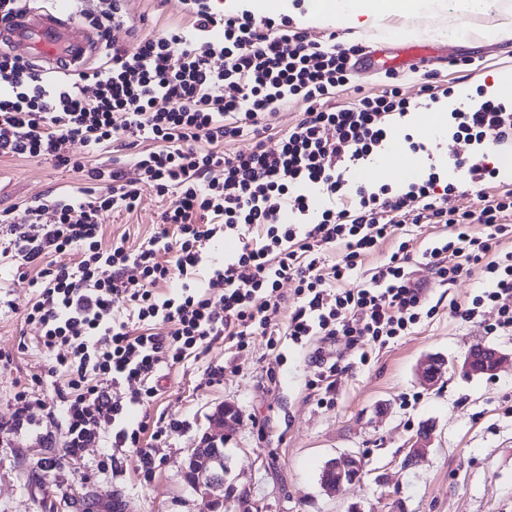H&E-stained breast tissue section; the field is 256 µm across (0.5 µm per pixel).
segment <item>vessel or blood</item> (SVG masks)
Masks as SVG:
<instances>
[{
	"label": "vessel or blood",
	"mask_w": 512,
	"mask_h": 512,
	"mask_svg": "<svg viewBox=\"0 0 512 512\" xmlns=\"http://www.w3.org/2000/svg\"><path fill=\"white\" fill-rule=\"evenodd\" d=\"M8 48L14 57L23 61L43 63L45 70L60 71L66 67L78 68L98 52L93 32L69 16L61 0L52 8L23 7L12 22L0 26V48ZM437 57L450 62L454 52L447 44L429 39L400 41L388 44L375 42L369 51L357 55L353 66L366 70L379 66L401 69L418 61Z\"/></svg>",
	"instance_id": "1"
}]
</instances>
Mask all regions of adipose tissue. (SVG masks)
Masks as SVG:
<instances>
[{
    "label": "adipose tissue",
    "mask_w": 512,
    "mask_h": 512,
    "mask_svg": "<svg viewBox=\"0 0 512 512\" xmlns=\"http://www.w3.org/2000/svg\"><path fill=\"white\" fill-rule=\"evenodd\" d=\"M434 0H310L307 24L331 23L339 27H357L377 23L392 14L415 16L434 12Z\"/></svg>",
    "instance_id": "obj_1"
}]
</instances>
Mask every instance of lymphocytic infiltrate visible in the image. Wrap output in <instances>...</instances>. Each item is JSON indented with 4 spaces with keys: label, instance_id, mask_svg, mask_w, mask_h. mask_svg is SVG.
I'll list each match as a JSON object with an SVG mask.
<instances>
[{
    "label": "lymphocytic infiltrate",
    "instance_id": "1",
    "mask_svg": "<svg viewBox=\"0 0 512 512\" xmlns=\"http://www.w3.org/2000/svg\"><path fill=\"white\" fill-rule=\"evenodd\" d=\"M212 2L184 0L189 29L147 34L132 53L113 36L129 21L125 0L77 9L76 20L97 30L104 58L86 70L44 76L0 55V158L86 174L76 193L30 200L25 221L0 212V255L34 272L35 297L23 319L53 356L47 375L63 379L48 415L67 429L62 457L69 460L106 439L133 449L139 469L151 472L154 444L167 430L130 415L156 395L158 369L216 336L243 348L271 335L281 281L294 283L299 300L289 316L293 343L341 336L352 346H383L405 335L427 312L423 289L410 277L408 242L375 267L367 287L334 290L330 283L348 278L389 227L408 218L447 226V237L426 251L441 281L479 272L487 282L453 316L482 321L488 308L496 318L482 321L485 332H512V251L497 250L512 234V191L490 193L497 168L468 164L480 191L476 209L461 213L451 204L454 185L434 172L397 194L385 185H349L346 172L384 147L393 116L406 115L409 100L390 84L351 105H330L349 81L355 47L288 33L287 21H258L247 10L218 12ZM292 102L305 111L277 150L259 143L246 154L225 152V142L245 130L269 131V117ZM451 117L455 138L512 143V109L495 99ZM76 141L93 151L136 149L134 175L116 161L85 168L70 154ZM143 181L168 201L160 231L134 250L122 240L104 244L103 216L136 211ZM308 186L329 199L314 223ZM287 210L299 223H282ZM477 224L484 234L474 233ZM253 230L260 243L213 267L207 290L199 291L194 275L211 244ZM336 244L342 257L323 273L320 255ZM73 250L82 254L74 266L63 260ZM104 265L110 278L98 276ZM132 381L141 390L124 395Z\"/></svg>",
    "mask_w": 512,
    "mask_h": 512
}]
</instances>
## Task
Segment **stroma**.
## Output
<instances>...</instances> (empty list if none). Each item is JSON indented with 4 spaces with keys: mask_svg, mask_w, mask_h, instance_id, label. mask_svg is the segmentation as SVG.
Listing matches in <instances>:
<instances>
[{
    "mask_svg": "<svg viewBox=\"0 0 512 512\" xmlns=\"http://www.w3.org/2000/svg\"><path fill=\"white\" fill-rule=\"evenodd\" d=\"M129 26L115 37L134 50L141 35L186 25L182 0H127ZM512 11V0L489 14H470L448 29V16L409 18L389 15L374 28H343L332 24L302 26L304 0H293L288 29L306 31L325 42L336 38L344 46L362 47L379 39L406 40L411 29L426 38L453 43L457 65L431 60L399 71L401 93L410 101L414 121L406 132L424 144L418 152L417 177L438 173L454 183L452 203L465 210L477 203L478 188L459 158L486 155L495 167L512 159V145L485 142L472 145L452 139L450 133L427 132L426 99L419 89L423 74H434L441 88H477L485 76L512 69V38L492 37V29ZM473 61L462 73L460 61ZM84 183L82 174L32 159L0 162V210L23 216L25 202L40 194L68 195ZM141 206L132 214L115 212L104 218V239L123 237L138 248L157 230L167 203L155 188L140 183ZM441 224H400L368 256L343 285L368 286L373 268L385 263L400 242H410L415 253L412 277L423 283L435 312L422 318L408 334L386 346L349 347L345 338L315 336L301 344L288 340V318L298 300L291 282H281L284 304L276 315L277 347L255 338L240 348L225 337L205 343L182 362L162 368L159 392L146 405L154 425L167 433L155 444L156 467L140 474L129 448L93 444L83 456L55 471L43 468L46 459L60 453L66 430L49 419L46 403L55 400L61 380L47 374L48 359L33 334L23 333L22 312L32 297L9 260H0V349L14 352V361L0 369V423L8 422L16 382L33 375L44 378L33 398L32 430L0 441V512H225L209 509L203 492L185 477L187 460L201 440L212 432L210 419L224 404L240 414L236 431L224 442L228 473L224 480L233 497L249 500L255 512H512V362L495 375L470 376L462 361L471 346L482 343L512 352V332L487 335L482 326L453 317L451 307L468 306L478 294L479 279L440 282L423 258V250L446 236ZM28 347L18 351L19 340ZM428 355L447 359L448 370L432 387L421 385L416 366ZM337 366L331 402H324L315 382L321 368ZM179 421L169 430L170 421ZM434 426L427 455L406 464L408 443L423 423ZM364 460L359 479L326 492L320 482L325 463L344 455Z\"/></svg>",
    "mask_w": 512,
    "mask_h": 512,
    "instance_id": "obj_1",
    "label": "stroma"
}]
</instances>
